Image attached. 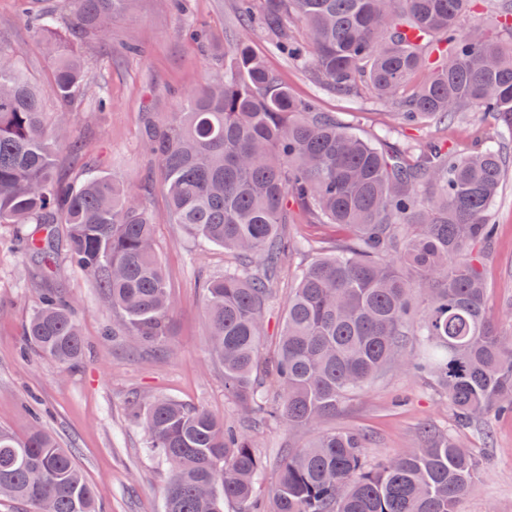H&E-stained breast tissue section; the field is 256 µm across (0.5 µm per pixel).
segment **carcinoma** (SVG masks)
<instances>
[{
    "label": "carcinoma",
    "instance_id": "obj_1",
    "mask_svg": "<svg viewBox=\"0 0 512 512\" xmlns=\"http://www.w3.org/2000/svg\"><path fill=\"white\" fill-rule=\"evenodd\" d=\"M477 0H241V20L262 29L315 83L352 95L367 85L407 124L461 122L491 114L498 135L467 153L435 142L400 148L366 139L294 97L247 39L222 53L224 73L190 95L180 111L147 112L171 223L192 239L236 255L239 267L201 288L211 350L224 391L244 426L271 421L314 430L289 450L273 506L254 496L263 466L248 436L224 419L174 399L138 415L148 450L171 473L164 512H458L480 475L473 454L426 428L414 448L366 465L365 435L323 424L386 367L427 375L470 425L512 412V334L488 313L481 272L494 225L488 214L512 164V41L458 30ZM129 0H64L78 26L71 40L105 31ZM22 16L52 36L60 16L43 0H18ZM512 29V0H498ZM304 26L297 38L291 24ZM422 75L416 91L404 88ZM90 76L71 56L56 60L57 111L12 64H0V224H33L24 250L54 263L49 224L67 232L66 257L99 284L112 307V335L136 350L168 344L173 307L154 243L151 213L123 181L99 171L75 182L55 175L56 150L72 144L68 114ZM313 222L347 227L350 238L303 268L288 296L277 353L261 359L265 312L298 245L278 232L289 202ZM24 335L61 365L82 355L73 302L40 294ZM279 386L265 407L261 375ZM0 496L38 512H98L93 488L69 452L39 427L18 438L0 429Z\"/></svg>",
    "mask_w": 512,
    "mask_h": 512
}]
</instances>
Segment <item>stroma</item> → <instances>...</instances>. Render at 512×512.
<instances>
[{"label": "stroma", "instance_id": "35a3bbf8", "mask_svg": "<svg viewBox=\"0 0 512 512\" xmlns=\"http://www.w3.org/2000/svg\"><path fill=\"white\" fill-rule=\"evenodd\" d=\"M198 28L221 45L251 40L267 68L297 98L313 101L316 111L333 115L369 139L386 132L402 146L438 139L459 154L496 126L491 114L471 111L457 125L401 127L368 89L349 97L315 84L260 28L240 22L238 0H186L182 13L171 10L166 0H131L125 12L113 17L106 34L73 43L91 80L69 114L70 134L81 150L75 154L59 148L55 173L64 182L79 180L88 164L114 173L155 215L157 248L174 300L168 338L172 352L133 354L122 340L107 336L112 310L102 302L95 280L64 259V225L50 227L60 259L46 273L22 250L20 225L0 224V428L22 437L31 423H39L73 454L101 512H163L170 474L147 451V437L136 420L147 400L171 397L206 408L226 422L237 420L235 405L224 393V373L211 355L198 286L201 278L235 268L237 260L223 249L192 243L180 225L170 223L164 188L143 136L145 113L178 111L181 101L199 90L220 64V57L195 40ZM0 44L9 49L10 62L40 87L47 109H54L50 67L56 42L33 32L15 0H0ZM102 91L111 100L104 113L95 106ZM489 218L496 238L482 264L488 311L498 329L512 331V171ZM44 288L59 289L76 306L84 352L74 366L42 357L25 344L26 321ZM332 425L368 436L366 460L371 465L414 447L420 427L432 426L469 448L481 464L482 474L462 496L459 512H512V415L490 416L483 427H460L452 406L429 379L395 368L345 402ZM310 437V432L291 431L284 423L251 434L263 464L257 498L272 501L283 456Z\"/></svg>", "mask_w": 512, "mask_h": 512}]
</instances>
